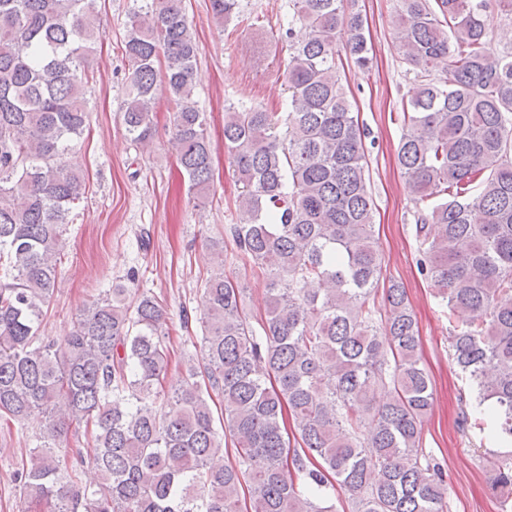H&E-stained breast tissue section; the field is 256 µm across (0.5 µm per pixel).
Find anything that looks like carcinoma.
<instances>
[{
  "instance_id": "carcinoma-1",
  "label": "carcinoma",
  "mask_w": 512,
  "mask_h": 512,
  "mask_svg": "<svg viewBox=\"0 0 512 512\" xmlns=\"http://www.w3.org/2000/svg\"><path fill=\"white\" fill-rule=\"evenodd\" d=\"M134 2L126 132L152 142L164 86L179 163L204 196L212 152L184 0ZM291 2L305 31L289 44L288 112L224 115L242 215L231 235L264 279L266 311L254 327L213 242L200 358L181 360L168 387L166 315L149 292L132 305L125 288L105 292L60 345L39 335L63 226L86 191L64 157L88 128L99 0H0V419L45 417L16 463L21 512H336L338 487L348 512H450L422 448L431 379L405 289H380L366 132L342 84L336 33L364 68L366 19L344 0ZM399 2L395 38L417 73L397 163L417 205L419 268L477 392L464 422L512 447V51L492 38L512 0ZM239 6L210 0L220 25ZM490 489L512 512V456L494 463Z\"/></svg>"
}]
</instances>
